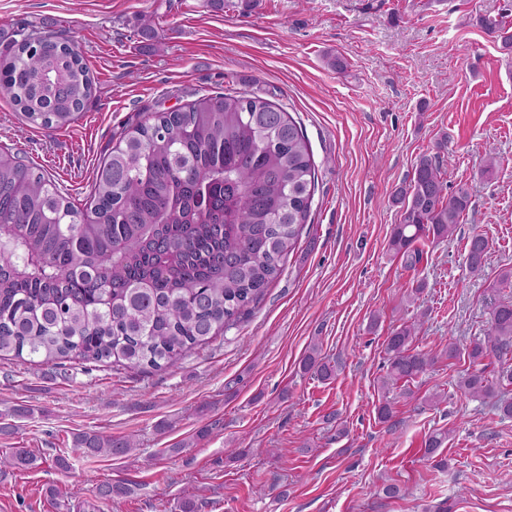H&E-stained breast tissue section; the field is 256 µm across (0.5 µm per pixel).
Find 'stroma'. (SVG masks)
Masks as SVG:
<instances>
[{
	"label": "stroma",
	"mask_w": 512,
	"mask_h": 512,
	"mask_svg": "<svg viewBox=\"0 0 512 512\" xmlns=\"http://www.w3.org/2000/svg\"><path fill=\"white\" fill-rule=\"evenodd\" d=\"M159 39L146 41L141 16ZM512 26V0H0V36L51 29L79 45L95 90L61 129L31 123L0 95V150L21 152L59 192L86 203L104 157L151 112L204 95L246 92L301 123L317 170L296 249L237 328L149 375L118 366L0 360V456L26 448L44 462L0 472V512H170L197 496L199 512H512V418L461 395L467 359L448 360L488 327L492 303L512 298V53L480 24ZM340 56L337 70L328 57ZM451 154L444 178L467 184L469 208L452 241L426 244L414 267L388 250L401 206L392 194L420 156ZM494 146L499 162L483 173ZM489 252L471 272L465 245ZM424 281L416 303L406 289ZM380 314L370 328L372 314ZM423 316L418 350L436 355L399 398L397 423L377 419L391 329ZM336 362L322 383L299 369L310 344ZM443 395L438 405L427 396ZM25 416H17V409ZM205 439H197L201 428ZM131 436L136 466L112 457L52 458L73 434ZM446 433L445 468L423 456ZM228 448L245 449L234 463ZM129 484L117 502L106 482ZM406 490L384 498V484ZM489 250L487 239L477 232H474L466 244V263L471 272H482Z\"/></svg>",
	"instance_id": "1"
}]
</instances>
